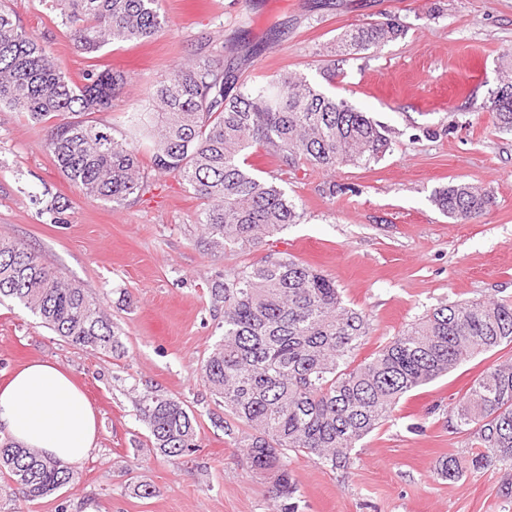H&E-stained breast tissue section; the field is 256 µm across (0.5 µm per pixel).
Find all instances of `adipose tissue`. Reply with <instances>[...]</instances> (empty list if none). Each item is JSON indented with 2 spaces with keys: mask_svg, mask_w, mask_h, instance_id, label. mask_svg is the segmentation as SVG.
Here are the masks:
<instances>
[{
  "mask_svg": "<svg viewBox=\"0 0 512 512\" xmlns=\"http://www.w3.org/2000/svg\"><path fill=\"white\" fill-rule=\"evenodd\" d=\"M2 435L72 465L95 448L97 418L65 370L34 360L0 387Z\"/></svg>",
  "mask_w": 512,
  "mask_h": 512,
  "instance_id": "obj_1",
  "label": "adipose tissue"
}]
</instances>
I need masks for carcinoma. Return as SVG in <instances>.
<instances>
[{
  "label": "carcinoma",
  "instance_id": "obj_1",
  "mask_svg": "<svg viewBox=\"0 0 512 512\" xmlns=\"http://www.w3.org/2000/svg\"><path fill=\"white\" fill-rule=\"evenodd\" d=\"M45 2L69 29L75 48L88 54L111 42L152 39L167 27L161 0ZM402 35L403 27L394 23L356 26L337 36L334 53L350 57ZM502 69L500 86L480 109L494 114L496 129L512 131L511 53L502 56ZM122 81L119 74L94 69L73 81L0 8V107L35 123L61 117L48 127L45 149L65 178L93 200L121 204L150 191L137 150L146 143L156 169L178 176L206 201L195 226L200 243L219 258L258 248L303 217L280 184L248 164L254 145L286 172L305 164L325 171L367 165L389 148L367 113L324 94L305 75L281 71L244 83L224 62V46L209 43L152 86L157 111L126 113L122 130L64 119L71 112L112 108ZM431 202L462 223L483 215L491 197L451 182ZM209 296L223 318L202 377L232 418L224 421V432L243 449L247 469L271 475L269 493L279 512H298L288 453L347 468L357 442L391 418L404 395L512 343V299L480 298L427 310L358 362L368 317L346 303L335 281L286 252L216 278ZM4 300L75 347L103 355L123 350L120 329L99 298L62 279L23 243L1 236ZM136 404L156 452L173 458L196 451L197 417L183 401L145 388ZM448 426L471 446L465 455L437 461L442 478L512 471V360L473 381L451 409ZM1 476L5 487L34 502L64 487L72 467L0 437Z\"/></svg>",
  "mask_w": 512,
  "mask_h": 512
}]
</instances>
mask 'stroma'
<instances>
[{
	"label": "stroma",
	"instance_id": "35a3bbf8",
	"mask_svg": "<svg viewBox=\"0 0 512 512\" xmlns=\"http://www.w3.org/2000/svg\"><path fill=\"white\" fill-rule=\"evenodd\" d=\"M44 41L72 80L91 67L123 73L111 109L92 113L118 126L126 112L151 109L150 88L206 42L223 45L241 77L288 69L380 124L390 147L369 166L326 172L309 166L284 177L304 210L266 245L218 259L192 234L205 203L178 177L141 164L154 181L144 197L116 205L71 186L44 148L46 124L0 109V236L25 243L65 280L100 297L122 330L125 353L104 356L70 345L11 303L0 304V384L38 359L68 371L97 413L98 445L74 464L72 480L34 502L0 492V512H275L271 478L252 474L216 424L224 408L201 365L218 340L208 288L225 271L286 252L336 281L371 329L357 353L369 357L427 310L477 298L512 297V133L473 103L495 91L502 54L512 52V0H163L166 30L152 41L74 50L70 33L43 0H0ZM394 20L405 35L324 70L322 48L353 24ZM488 191L480 217L457 223L432 204L451 181ZM349 186L333 196L332 184ZM60 198L55 224L33 193ZM512 358L501 346L404 396L394 415L333 470L289 454L298 512H512L495 471L458 481L437 475L438 459L465 450L448 412L474 379ZM180 399L198 420L199 449L179 459L152 448L134 390ZM153 493L143 498L134 487Z\"/></svg>",
	"mask_w": 512,
	"mask_h": 512
}]
</instances>
